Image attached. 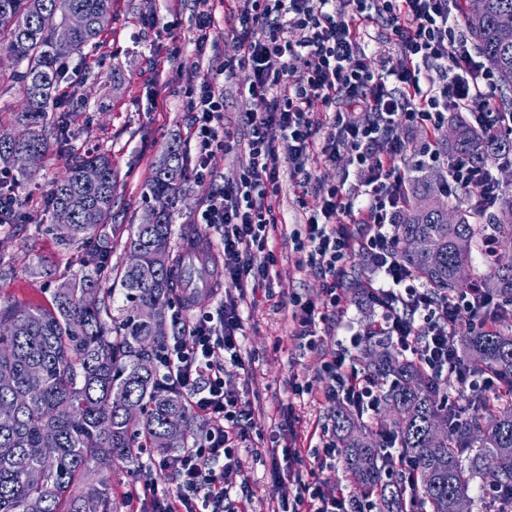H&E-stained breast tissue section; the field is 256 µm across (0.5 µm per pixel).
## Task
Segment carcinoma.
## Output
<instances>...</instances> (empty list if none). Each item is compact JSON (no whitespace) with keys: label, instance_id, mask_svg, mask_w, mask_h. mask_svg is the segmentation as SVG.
I'll return each mask as SVG.
<instances>
[{"label":"carcinoma","instance_id":"carcinoma-1","mask_svg":"<svg viewBox=\"0 0 512 512\" xmlns=\"http://www.w3.org/2000/svg\"><path fill=\"white\" fill-rule=\"evenodd\" d=\"M57 2L0 0V48L17 64L14 78L24 97L22 128L0 134V165L15 170L18 181L28 171L15 166L17 155L42 157L52 142L67 140L64 120L46 123L61 108L66 60L93 48L110 16L111 0H68L87 19L86 26L70 28ZM503 13L512 14V0H484L480 19L466 8L463 18L496 74L503 111L512 113V39H503L497 27ZM448 126L453 135L437 142L448 160L464 156L479 166L512 170V139L490 135L462 112L449 113ZM90 166L100 171L94 184L82 179ZM187 170L180 145L170 143L143 193L156 223L131 226L124 251L137 252L141 265L115 270L118 298L102 286L111 250L97 241L98 230L112 223V159L104 153L76 156L52 182L45 210L52 219L60 208L70 210L68 234L58 241L76 250L80 271L54 289L46 305L0 309V512H83L90 501L98 512H113L110 485L86 481L98 459L137 464L144 448L172 457L194 438L193 413L159 369L167 311L177 295L171 243ZM468 197L450 185L448 173L434 177L414 164L399 221L398 260L440 293L479 283L489 293L512 297V257L488 270L472 264L485 235L512 244V193L502 191L488 224ZM462 267L469 270L464 282L457 278ZM455 344L475 373L512 381V328L463 332ZM360 362L368 374L389 381L383 403L391 414L373 434L348 408L333 410L344 469L357 496L374 497L380 512H406V489L393 475L395 458L385 451L387 435L410 463L429 512H457L459 502H471L469 490L478 479L512 490V401L472 397L466 411L451 413L441 402L442 380L413 357L371 342ZM436 423L443 428L439 441ZM46 464L51 469L32 481L28 470Z\"/></svg>","mask_w":512,"mask_h":512}]
</instances>
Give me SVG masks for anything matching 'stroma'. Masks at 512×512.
<instances>
[{
    "label": "stroma",
    "instance_id": "35a3bbf8",
    "mask_svg": "<svg viewBox=\"0 0 512 512\" xmlns=\"http://www.w3.org/2000/svg\"><path fill=\"white\" fill-rule=\"evenodd\" d=\"M195 0H112V20L97 47L85 57L70 58L68 105L72 139L68 148L52 146L27 180L13 183L22 222L0 228V305L47 304L57 286L56 274L78 271L71 252L58 246L49 233L44 201L52 180L60 176L72 156L105 153L115 171L112 221L139 224L147 215L143 191L159 156L171 139L184 153H194L188 141L187 114L181 92L196 83L231 41L226 18L237 0H211L214 50L198 56L191 42ZM174 25L177 38L166 34ZM15 62L0 50V131L13 129L22 105L14 78ZM285 224L277 239L279 262L273 268L272 296L258 294L255 306L244 311L242 367L229 368L225 380L255 406L247 440L240 450L242 470L251 497L249 512H271L277 489L269 472L268 451L279 422V407L288 401V380L299 375L322 384L321 351H309L294 337L288 301L299 294L319 299L322 281L315 269L295 264L289 236L304 213L290 181L278 196ZM54 271L37 273L39 260Z\"/></svg>",
    "mask_w": 512,
    "mask_h": 512
}]
</instances>
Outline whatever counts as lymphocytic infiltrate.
<instances>
[{"instance_id": "1", "label": "lymphocytic infiltrate", "mask_w": 512, "mask_h": 512, "mask_svg": "<svg viewBox=\"0 0 512 512\" xmlns=\"http://www.w3.org/2000/svg\"><path fill=\"white\" fill-rule=\"evenodd\" d=\"M227 23L232 41L221 71L250 74L244 94L252 109L239 132L224 126L227 103L213 77L203 76L182 97L196 144L189 162L195 180H206L215 151L245 153L238 179L212 185L196 218L224 227V302L213 312L174 311L160 359L162 376L180 387L206 430L175 457V491L159 488L150 470H141L142 512H239L249 498L239 450L253 409L224 375L228 366L242 364V308L249 293L273 286L281 177L292 181L307 212L295 232L299 262L316 268L323 285L319 300H291L297 337L308 348L326 350L322 398L363 417L378 410L384 391L352 353L373 337L447 379L456 397L504 390L497 378L460 370L454 338L512 321V301L477 284L459 294L436 293L395 257L408 132L421 127L435 133L449 113L462 111L491 133L512 135V114L496 109L495 75L463 30L459 0H244ZM377 24L397 48L380 71L371 65L368 43ZM289 77L291 90L278 95L277 86ZM318 107L333 126L330 137L320 135L313 114ZM330 168L335 181L317 186L319 171ZM450 182L478 191L487 211L501 191L491 167L462 157L450 167ZM358 257L366 260L368 275L353 302L348 265ZM354 304L375 320L344 340L339 331ZM290 388L293 403L313 393L312 384L297 377ZM293 403L282 411L291 427L282 457L296 492L281 494L275 512H298L302 504L307 512H377L372 499L354 500L323 486L320 471L340 454L336 434L320 427L313 460L305 462Z\"/></svg>"}]
</instances>
